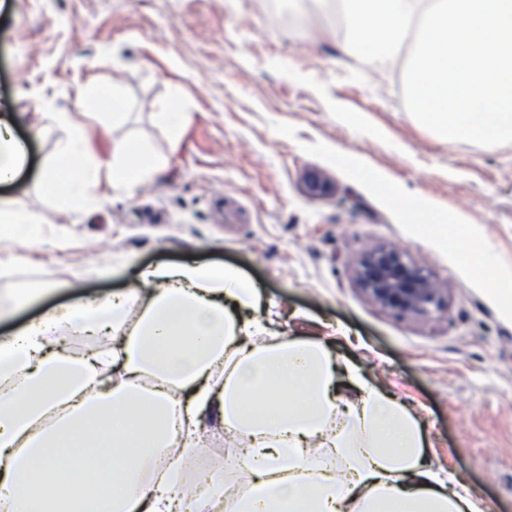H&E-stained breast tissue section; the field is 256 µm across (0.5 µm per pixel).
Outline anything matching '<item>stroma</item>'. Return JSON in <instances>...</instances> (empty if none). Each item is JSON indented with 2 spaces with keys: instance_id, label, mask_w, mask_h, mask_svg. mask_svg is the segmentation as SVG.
<instances>
[{
  "instance_id": "35a3bbf8",
  "label": "stroma",
  "mask_w": 512,
  "mask_h": 512,
  "mask_svg": "<svg viewBox=\"0 0 512 512\" xmlns=\"http://www.w3.org/2000/svg\"><path fill=\"white\" fill-rule=\"evenodd\" d=\"M341 38L310 0L281 16L274 0H0V105L28 167L67 134L51 112L101 157L131 143L162 163L129 195L101 180L94 211L26 176L0 185V207L43 228L0 237V339L160 263L237 267L271 332L358 365L418 418L432 469L512 512V308L493 294L512 272V145L443 140L404 107V59L364 64ZM175 87L174 135L157 113ZM312 172L329 192H308ZM376 244L447 284V308L413 320L370 301L349 260Z\"/></svg>"
}]
</instances>
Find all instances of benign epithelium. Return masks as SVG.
I'll use <instances>...</instances> for the list:
<instances>
[{
	"instance_id": "7a95c632",
	"label": "benign epithelium",
	"mask_w": 512,
	"mask_h": 512,
	"mask_svg": "<svg viewBox=\"0 0 512 512\" xmlns=\"http://www.w3.org/2000/svg\"><path fill=\"white\" fill-rule=\"evenodd\" d=\"M306 185L312 195L329 189V182L319 173L309 174ZM351 267L365 296L402 318H427L447 307L448 288L394 245L368 247L352 259Z\"/></svg>"
}]
</instances>
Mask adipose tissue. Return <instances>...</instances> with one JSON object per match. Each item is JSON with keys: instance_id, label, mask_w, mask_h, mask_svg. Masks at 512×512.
<instances>
[{"instance_id": "obj_1", "label": "adipose tissue", "mask_w": 512, "mask_h": 512, "mask_svg": "<svg viewBox=\"0 0 512 512\" xmlns=\"http://www.w3.org/2000/svg\"><path fill=\"white\" fill-rule=\"evenodd\" d=\"M51 118L69 133L35 179L65 204L94 209L102 175L128 193L158 167L126 144L103 161L67 115ZM15 125L0 111L4 183L25 168ZM259 306L237 268L160 265L0 341V512H101L92 477L103 471L113 512H180L179 474L215 415L249 477L232 512H483L428 466L416 417L356 364L320 341L255 344ZM63 328L110 345L69 352ZM152 458L162 464L149 473Z\"/></svg>"}]
</instances>
